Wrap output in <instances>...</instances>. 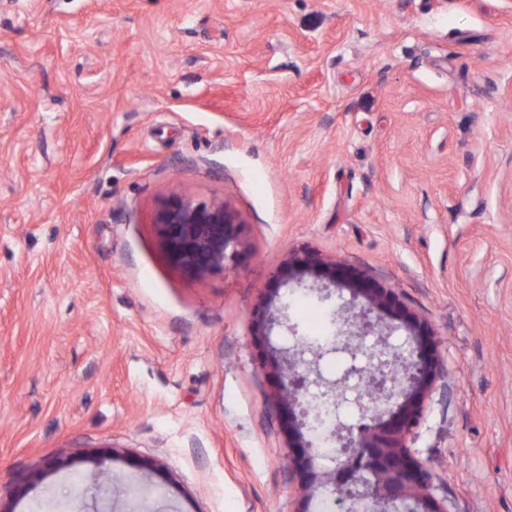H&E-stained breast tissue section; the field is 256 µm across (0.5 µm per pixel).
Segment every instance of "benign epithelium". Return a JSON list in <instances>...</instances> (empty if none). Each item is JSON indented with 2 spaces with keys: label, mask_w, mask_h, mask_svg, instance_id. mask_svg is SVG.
<instances>
[{
  "label": "benign epithelium",
  "mask_w": 512,
  "mask_h": 512,
  "mask_svg": "<svg viewBox=\"0 0 512 512\" xmlns=\"http://www.w3.org/2000/svg\"><path fill=\"white\" fill-rule=\"evenodd\" d=\"M155 223L170 262L191 275L202 276L221 271L226 261L236 259L244 221L222 201L176 196L158 210ZM307 271L329 279L338 289H351L353 298L364 301L360 312L352 314L347 324L364 334L379 326L388 330L376 336L381 360L370 377L385 403L362 410L361 421L356 425L337 423L332 436L352 449V453L337 462L332 472H310L306 479L309 494L321 489L338 503L349 499L352 505L347 512H360L365 507L371 512H397L399 504L408 499L415 501V507L404 512H445L429 494V476L424 465L404 444L405 436L420 422L423 399L437 371L428 328L397 307L392 292L375 288L334 263L312 256L288 261V278L298 279ZM283 308L285 303L278 289H271L259 327L278 322L277 313ZM400 328L408 331V347L399 350L388 338ZM306 352L318 359L327 349L297 337L293 348L279 352L280 407L296 445L302 449L312 447V441L304 434L312 428L306 427V413L298 400L299 391L313 373L311 362L303 358ZM400 374L406 378L405 383L398 391H390L389 384ZM357 471L363 475L344 477Z\"/></svg>",
  "instance_id": "obj_1"
}]
</instances>
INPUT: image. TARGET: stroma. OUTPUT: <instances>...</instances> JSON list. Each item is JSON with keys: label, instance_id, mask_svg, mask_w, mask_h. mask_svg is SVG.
Here are the masks:
<instances>
[{"label": "stroma", "instance_id": "stroma-1", "mask_svg": "<svg viewBox=\"0 0 512 512\" xmlns=\"http://www.w3.org/2000/svg\"><path fill=\"white\" fill-rule=\"evenodd\" d=\"M173 196L239 212L238 261L172 265ZM304 254L431 328L405 444L447 512H512V0H0V512H129L100 468L163 512H322L273 360L351 294L279 283Z\"/></svg>", "mask_w": 512, "mask_h": 512}]
</instances>
